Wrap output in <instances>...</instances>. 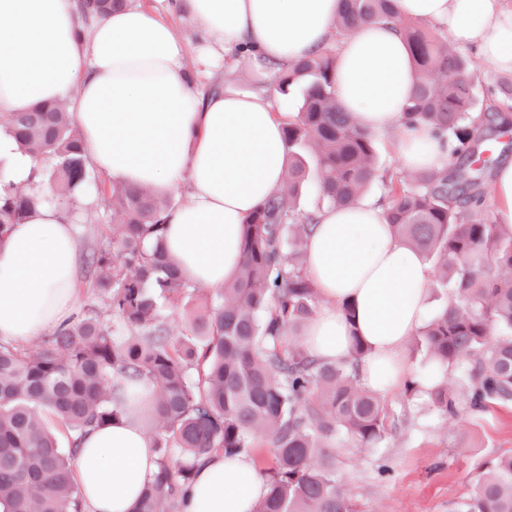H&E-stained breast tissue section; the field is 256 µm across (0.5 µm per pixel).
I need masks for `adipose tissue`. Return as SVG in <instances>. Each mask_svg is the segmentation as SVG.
<instances>
[{
    "label": "adipose tissue",
    "mask_w": 512,
    "mask_h": 512,
    "mask_svg": "<svg viewBox=\"0 0 512 512\" xmlns=\"http://www.w3.org/2000/svg\"><path fill=\"white\" fill-rule=\"evenodd\" d=\"M397 17L447 31L512 74V0H393ZM342 0H182L179 22L134 5L85 26L74 0H0V113L67 101L89 161L113 181L187 204L167 216L164 249L191 284L217 290L242 261L241 224L284 182L288 113L265 94L202 98L185 63L177 23H197L213 55L232 57L250 41L261 58L296 63L324 45ZM415 72L394 25L364 22L335 51L336 97L365 131L401 130L403 169L437 172L448 147L429 126L404 122ZM305 270L320 303L300 335L317 359L344 360L352 337L368 351L361 384L387 396L429 382L406 354L431 317L435 270L396 234L383 207L359 198L327 206L306 242ZM78 278L75 224L52 204L37 205L0 241V340L24 346L70 320ZM140 407L124 406L91 431L75 463L85 512H136L159 469L142 413L153 387L137 385ZM268 485L246 456L216 453L201 465L180 512H253Z\"/></svg>",
    "instance_id": "adipose-tissue-1"
}]
</instances>
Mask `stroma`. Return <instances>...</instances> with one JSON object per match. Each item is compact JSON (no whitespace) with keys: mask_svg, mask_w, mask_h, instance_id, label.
<instances>
[{"mask_svg":"<svg viewBox=\"0 0 512 512\" xmlns=\"http://www.w3.org/2000/svg\"><path fill=\"white\" fill-rule=\"evenodd\" d=\"M269 72L250 56H233L209 75L200 76L203 92L261 90ZM109 179L89 167L83 211L77 224L78 244L98 237L111 214L101 193ZM390 433L384 449L346 445L337 452L336 472L349 488L359 512H454L474 490L483 467L512 453V405H496L478 417L446 424L430 400L407 391L384 397ZM386 455L392 467L388 480L376 474L377 458Z\"/></svg>","mask_w":512,"mask_h":512,"instance_id":"1","label":"stroma"}]
</instances>
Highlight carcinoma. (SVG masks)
<instances>
[{"label":"carcinoma","instance_id":"1","mask_svg":"<svg viewBox=\"0 0 512 512\" xmlns=\"http://www.w3.org/2000/svg\"><path fill=\"white\" fill-rule=\"evenodd\" d=\"M124 0H78L89 18ZM335 30L360 21H392L406 39L416 87L405 123H424L448 143L454 168L424 172L416 185L376 164L375 135L360 129L337 101L335 48L324 45L298 63L271 67L270 86L301 102L284 128V186L240 229L243 260L235 277L207 298L187 332H173L160 301L190 298L186 281L161 249L166 213L159 196L114 182L102 191L112 214L107 233L86 253L100 304L92 305L31 354L0 342V512H82L73 460L82 440L119 417L126 384L155 389L150 423L159 471L136 512H179L197 464L214 453L250 456L266 448L269 486L253 512H356L336 475L344 442L376 448L392 431L386 408L359 381L366 345L352 338L351 357L326 363L297 337L318 298L300 259L318 212L297 198L315 172L322 205H346L373 181L396 234L432 262L451 286L447 307L420 332L423 370L438 416L454 421L494 404H512V225L486 215L487 165H477L485 133L512 126V86L500 108L476 111L466 55L429 28L394 16L391 0H342ZM0 127L47 182L41 197L0 177V241L41 201L74 204L87 181L88 159L66 103H42L0 114ZM121 375L126 384L115 381ZM52 414L69 433L70 455L43 424ZM456 512H512V454L479 477Z\"/></svg>","mask_w":512,"mask_h":512}]
</instances>
